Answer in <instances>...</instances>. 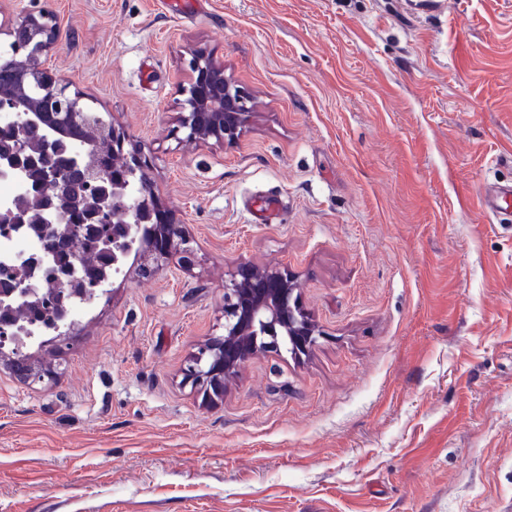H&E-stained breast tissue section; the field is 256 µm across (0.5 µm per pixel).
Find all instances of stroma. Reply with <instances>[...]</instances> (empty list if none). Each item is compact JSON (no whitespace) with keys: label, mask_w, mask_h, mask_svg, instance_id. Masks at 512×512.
I'll use <instances>...</instances> for the list:
<instances>
[{"label":"stroma","mask_w":512,"mask_h":512,"mask_svg":"<svg viewBox=\"0 0 512 512\" xmlns=\"http://www.w3.org/2000/svg\"><path fill=\"white\" fill-rule=\"evenodd\" d=\"M40 68L147 157L192 261L141 245L26 385L0 354V512H512V0H0ZM252 98L175 130L192 50ZM272 193L277 223L247 204ZM287 273L314 346L183 375L239 267ZM45 18L38 19L34 16H29L13 29L12 35L16 37L23 34L27 42H24L31 48L32 56L42 54L48 51L53 44L55 33L52 26L49 25ZM512 198V186L500 188L494 194H481L480 195V204L487 211H490L497 217L511 215V212L508 211V207L510 206V201ZM503 202L506 207L501 205Z\"/></svg>","instance_id":"35a3bbf8"}]
</instances>
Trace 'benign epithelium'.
Listing matches in <instances>:
<instances>
[{"instance_id": "1", "label": "benign epithelium", "mask_w": 512, "mask_h": 512, "mask_svg": "<svg viewBox=\"0 0 512 512\" xmlns=\"http://www.w3.org/2000/svg\"><path fill=\"white\" fill-rule=\"evenodd\" d=\"M24 35L26 45L36 56L48 51L54 41V30L48 22L29 16L13 29V35ZM191 78L183 87L182 112L178 130L188 140L217 141L238 137L249 117V96L235 86L224 74V64L214 61L203 52H195L188 61ZM0 75L17 81L16 96L0 101V113L14 116L42 111L46 101L54 103L56 112L50 115L54 127H68L80 132L76 141L81 144L73 157L72 169H60L52 164H38L36 158L49 152L50 142L45 130L38 126L42 142H37L20 124L12 125L14 138L0 143V160L15 171L26 187V197L43 214L46 224H56L54 244L68 249L76 237L82 238L102 230L112 237V243L149 242L158 235L176 243L185 254H192L190 240L175 224L148 223L151 200L146 198L148 183L145 174L147 161L140 153L123 151L125 136L112 131V153L123 157L125 164L112 166V190L102 186L101 175L89 164L88 158L97 151V143L83 131L94 115L79 106L80 96L67 93L62 85L19 56L13 42L0 54ZM78 176L86 190L96 199L73 200L64 196L71 171ZM133 197L127 208L112 210L111 197ZM68 274L63 273L52 290L39 296V304L50 308L59 305ZM295 285L288 275L278 272L255 274L245 272L241 278H231L224 285V336L206 344L190 360L186 377L193 385L219 390L224 377L245 358L258 349L278 352L283 347L304 349L316 343L315 331L307 316L291 304ZM9 347L17 362H27L13 324L0 322V350Z\"/></svg>"}]
</instances>
